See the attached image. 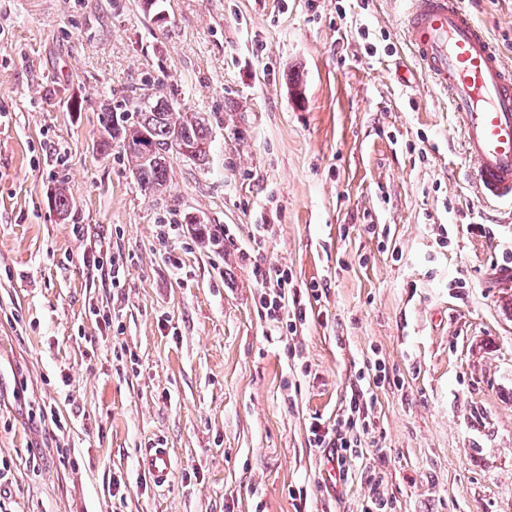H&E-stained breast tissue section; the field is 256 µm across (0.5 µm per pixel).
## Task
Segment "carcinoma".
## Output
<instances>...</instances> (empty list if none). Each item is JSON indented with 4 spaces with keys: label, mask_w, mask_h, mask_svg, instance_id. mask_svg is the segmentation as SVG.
<instances>
[{
    "label": "carcinoma",
    "mask_w": 512,
    "mask_h": 512,
    "mask_svg": "<svg viewBox=\"0 0 512 512\" xmlns=\"http://www.w3.org/2000/svg\"><path fill=\"white\" fill-rule=\"evenodd\" d=\"M123 103L127 109L120 123L110 108L99 113L104 135L99 147L109 148L113 140L121 142L131 173L144 192L162 196L168 191L170 145L175 142L194 148V154L188 156L190 161L209 165L213 152L211 124L198 113L182 111L174 91L166 94L144 82L130 88Z\"/></svg>",
    "instance_id": "cac0c4a2"
}]
</instances>
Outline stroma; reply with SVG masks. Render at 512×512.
<instances>
[{
  "mask_svg": "<svg viewBox=\"0 0 512 512\" xmlns=\"http://www.w3.org/2000/svg\"><path fill=\"white\" fill-rule=\"evenodd\" d=\"M464 5L512 65V0ZM401 9L0 0V512H363L372 478L387 512H512V208L476 194ZM148 79L212 126L159 197L98 146ZM358 388L374 427L330 485L309 424ZM270 282H273V287L276 288L272 293H264L262 296L261 303L267 310V314L273 318V320H280L282 310L286 307V289L292 282L291 276L285 270L276 268L273 274L269 275ZM275 282V284H274ZM140 465L159 488H164L169 484L172 459L167 449L148 448L141 458Z\"/></svg>",
  "mask_w": 512,
  "mask_h": 512,
  "instance_id": "stroma-1",
  "label": "stroma"
}]
</instances>
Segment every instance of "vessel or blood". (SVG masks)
Here are the masks:
<instances>
[{"label": "vessel or blood", "mask_w": 512, "mask_h": 512, "mask_svg": "<svg viewBox=\"0 0 512 512\" xmlns=\"http://www.w3.org/2000/svg\"><path fill=\"white\" fill-rule=\"evenodd\" d=\"M407 2L408 37L425 72L448 93L481 198L512 204V69L463 0ZM140 465L158 487L169 484L167 449H147Z\"/></svg>", "instance_id": "obj_1"}]
</instances>
